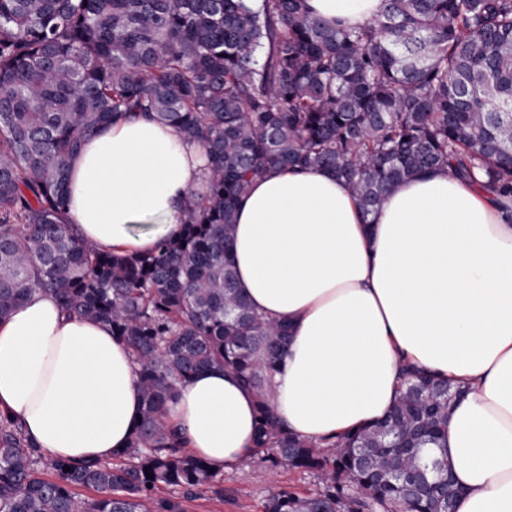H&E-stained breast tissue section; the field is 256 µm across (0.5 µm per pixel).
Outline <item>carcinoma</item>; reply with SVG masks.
<instances>
[{"label":"carcinoma","instance_id":"1","mask_svg":"<svg viewBox=\"0 0 512 512\" xmlns=\"http://www.w3.org/2000/svg\"><path fill=\"white\" fill-rule=\"evenodd\" d=\"M146 116L205 149L206 192L182 232L116 256L67 219L69 162L120 119ZM324 168L364 216L397 183L448 168L512 199V0H387L363 27L307 0H0V320L33 291L95 320L130 349L143 408L112 460L71 462L0 414V512H186L224 478L185 454L164 418L178 384L229 368L258 398V452L326 471L312 497L280 489L264 512H437L448 477L412 493L386 478L429 459L448 471V386L414 369L393 413L322 446L288 432L265 387L288 346L237 287L235 205L274 168ZM412 430L411 443L379 430ZM362 450L373 463L358 465ZM69 470H63V467ZM153 477H148V474Z\"/></svg>","mask_w":512,"mask_h":512}]
</instances>
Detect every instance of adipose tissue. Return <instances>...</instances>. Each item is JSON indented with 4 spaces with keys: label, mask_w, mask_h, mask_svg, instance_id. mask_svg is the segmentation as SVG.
<instances>
[{
    "label": "adipose tissue",
    "mask_w": 512,
    "mask_h": 512,
    "mask_svg": "<svg viewBox=\"0 0 512 512\" xmlns=\"http://www.w3.org/2000/svg\"><path fill=\"white\" fill-rule=\"evenodd\" d=\"M350 27L385 0H307ZM206 159L167 125L121 121L70 162L67 217L98 249L150 252L201 188ZM230 256L251 307L288 326L266 394L296 436L326 443L382 420L404 364L466 394L444 453L456 512H512V202L490 201L437 169L396 184L370 219L321 168L273 170L239 200ZM136 365L109 327L33 293L0 320V413L70 461L111 459L140 417ZM169 420L215 472L256 449L257 401L229 369L178 388Z\"/></svg>",
    "instance_id": "obj_1"
}]
</instances>
